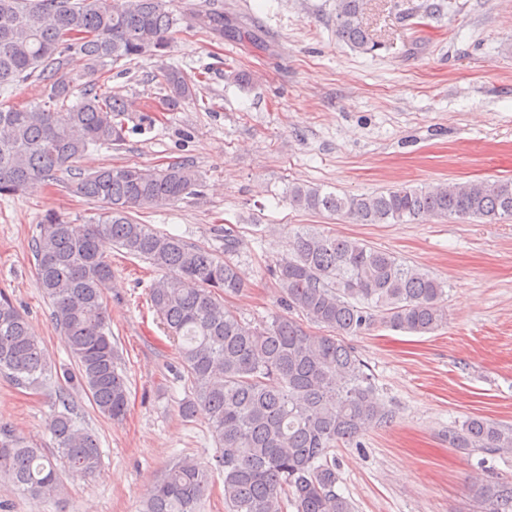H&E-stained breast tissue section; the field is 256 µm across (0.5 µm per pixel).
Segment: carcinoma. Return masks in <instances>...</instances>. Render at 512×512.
I'll return each mask as SVG.
<instances>
[{"label": "carcinoma", "instance_id": "obj_1", "mask_svg": "<svg viewBox=\"0 0 512 512\" xmlns=\"http://www.w3.org/2000/svg\"><path fill=\"white\" fill-rule=\"evenodd\" d=\"M362 0H336V36L371 53ZM200 28L224 36V14L199 7ZM177 18L166 0H0V95L33 81L47 100L18 108L0 103V197L45 181L102 208L98 219L75 224L48 210L32 245L36 285L49 300L78 381L96 410L115 423L128 409L129 381L113 342L106 292L112 287L111 245L162 272L148 292L151 308L178 341L181 378L189 394L180 413L208 415L216 442L213 461L181 458L151 487L144 512H200L212 473L224 475L228 512H354L339 493L331 449L358 441L390 422L366 365L344 342L382 324L415 335L447 323L445 285L393 253L313 229L295 233L289 258L271 268L288 314L251 325L224 306L246 279L232 260L240 241L224 229V255L190 244L132 216L192 193L198 176L178 161L164 168L111 165L93 173L76 163L92 146L121 144L126 132L151 128L155 117L103 89V69L121 61L162 57ZM163 101L197 97L198 81L177 68L160 71ZM77 97L71 101V97ZM291 206L339 215L355 224H400L429 216L496 220L512 216V179L466 181L431 188L400 186L370 194L288 186ZM296 312L320 332L306 330ZM52 363L45 345L6 293L0 291V373L15 384H42ZM64 411L51 419L53 451L29 443L0 422V481L51 499L62 471L88 476L101 452L94 433ZM448 447L512 453V427L471 417L448 430ZM481 512H512V482L475 478Z\"/></svg>", "mask_w": 512, "mask_h": 512}]
</instances>
